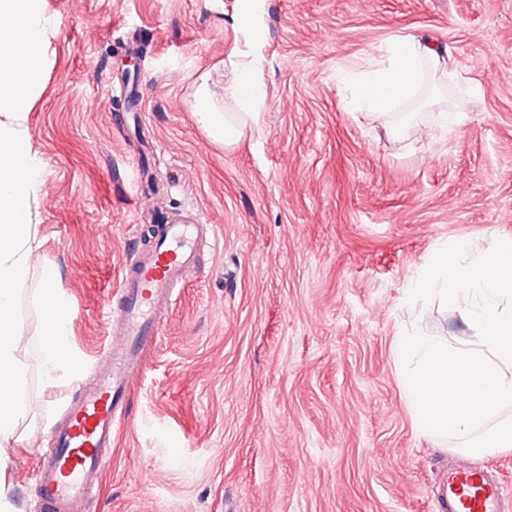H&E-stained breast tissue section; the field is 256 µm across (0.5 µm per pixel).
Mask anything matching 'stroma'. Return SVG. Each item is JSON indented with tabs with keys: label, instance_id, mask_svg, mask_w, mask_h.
<instances>
[{
	"label": "stroma",
	"instance_id": "stroma-1",
	"mask_svg": "<svg viewBox=\"0 0 512 512\" xmlns=\"http://www.w3.org/2000/svg\"><path fill=\"white\" fill-rule=\"evenodd\" d=\"M43 5L53 35L27 119L42 186L25 292L56 270L87 362L46 382L29 310L35 413L7 462L17 512H37L36 449L108 347L122 267L179 213L212 225L217 246L144 353L88 512H439L460 453L415 429L394 344L475 336L459 305L409 290L446 242L512 240V0ZM245 9L262 38L240 29ZM409 36L449 49L455 79L401 104L414 119L397 136L345 107L338 73ZM233 62L252 67L264 106L227 150L192 105L205 73L223 96Z\"/></svg>",
	"mask_w": 512,
	"mask_h": 512
}]
</instances>
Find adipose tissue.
Listing matches in <instances>:
<instances>
[{"label":"adipose tissue","instance_id":"1","mask_svg":"<svg viewBox=\"0 0 512 512\" xmlns=\"http://www.w3.org/2000/svg\"><path fill=\"white\" fill-rule=\"evenodd\" d=\"M51 32L42 0H0V462L23 435L33 411L23 342L26 308L45 312L54 282L52 270H45L42 291L24 301L23 287L32 275L42 174L26 122L49 66L44 48ZM444 61L430 43L412 37L394 41L381 61L342 71L344 103L355 112L390 113L414 95L424 72L443 73ZM232 71L231 82L224 86L232 111L217 105L204 81L195 90L193 105L208 138L227 147L252 131L264 104L251 68L236 65Z\"/></svg>","mask_w":512,"mask_h":512}]
</instances>
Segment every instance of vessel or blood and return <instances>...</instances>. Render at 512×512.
<instances>
[{
    "label": "vessel or blood",
    "mask_w": 512,
    "mask_h": 512,
    "mask_svg": "<svg viewBox=\"0 0 512 512\" xmlns=\"http://www.w3.org/2000/svg\"><path fill=\"white\" fill-rule=\"evenodd\" d=\"M213 241L212 226L175 220L158 225L150 247L125 265L117 300L105 312L113 343L93 380L67 403L39 458L41 512H87L112 455L130 381L144 368L143 349L160 335L162 313L197 273L202 243ZM440 503L443 512H512V488L492 470L461 459L445 476Z\"/></svg>",
    "instance_id": "1"
}]
</instances>
